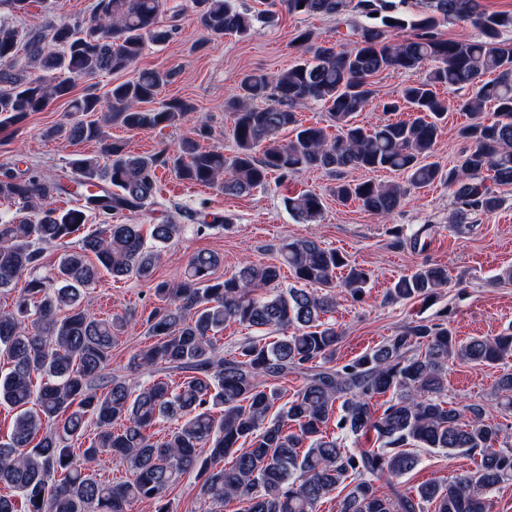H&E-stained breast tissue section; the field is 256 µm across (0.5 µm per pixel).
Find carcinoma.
I'll return each instance as SVG.
<instances>
[{
  "label": "carcinoma",
  "instance_id": "obj_1",
  "mask_svg": "<svg viewBox=\"0 0 512 512\" xmlns=\"http://www.w3.org/2000/svg\"><path fill=\"white\" fill-rule=\"evenodd\" d=\"M168 2L96 0L88 20L53 26L44 36L26 37L0 23V121L16 124L61 98L70 99L72 112L99 111L94 94L70 98L75 81L123 72L149 45L172 38L176 29L160 24ZM192 3L214 37L248 36L280 9L327 16L354 11L369 19L376 13L380 23L358 27L348 49L317 44L304 30L296 37L297 63L270 75H244L225 104L232 154L185 138L162 159L131 154L109 139L104 127L113 122L130 131L166 128L191 110L182 100L147 107L168 78L148 69L112 85L111 109L101 118L42 132L71 144L96 141L99 154L74 160L58 176L0 172V200L31 212L0 223V292H16L12 308L0 313V356L9 364L0 376V406L16 411L9 440L0 442V484L17 492L0 495V512H133L140 503L171 512L168 495L190 474L214 504L234 501L237 512H318L338 489L345 492L339 512H492L491 493L512 481V425L500 421L512 414V369L493 385L498 417L479 402L447 401L448 365L506 363L512 326L462 341L445 322L418 321L336 366L341 333L326 318L336 308L335 288L363 300L369 270L302 239L282 245L279 265L246 262L217 277L218 256L200 250L179 282L155 285L161 305L145 318L155 341L129 361L151 376L137 389L107 372L125 318L97 316L88 297L103 270L114 279H151L164 248L182 233L170 215L147 233L123 220L160 205L161 164L229 196L250 193L273 173L286 179L324 170L337 177L332 192L338 200L379 217L400 207L408 187L443 182L453 195L456 228L499 208L492 186L512 185V44L500 41L512 31V12H490L482 0H428L431 14L419 18L403 10L407 0H265L266 8L253 13L233 0ZM448 21L468 24L478 36L445 38L438 28ZM407 27L412 37L394 38ZM423 67L424 78L381 104L389 119L371 128L356 124L355 115L373 103V79ZM491 72L496 77L483 80ZM456 86L471 89L457 104L470 116L459 131L469 146L445 171L431 160L448 112L437 88ZM303 102L322 105L336 134L303 124L297 111ZM487 103L494 106L489 117L482 112ZM400 112L408 118L392 119ZM380 170L405 174L408 186L348 179L354 171ZM61 195L77 206L55 207ZM288 209L316 223L324 203L306 192L289 198ZM174 210L199 232L228 223L203 209ZM91 215L100 218L93 229L87 227ZM48 249L59 258L45 273ZM283 264L295 286L277 291ZM449 280L447 266L423 263L393 283L388 299L429 301ZM232 322L264 335L228 354L220 335ZM167 371L184 379L175 385ZM291 373L303 375L304 383L278 407L281 390L270 381ZM388 392L377 405L375 398ZM168 420L176 422L168 435L150 432ZM332 420L333 435L327 431ZM90 425L94 437L77 447ZM369 431L381 447L357 446ZM409 444L450 456L476 454L480 461L448 480L382 491L418 466ZM105 454L132 478L120 484L97 478Z\"/></svg>",
  "mask_w": 512,
  "mask_h": 512
}]
</instances>
